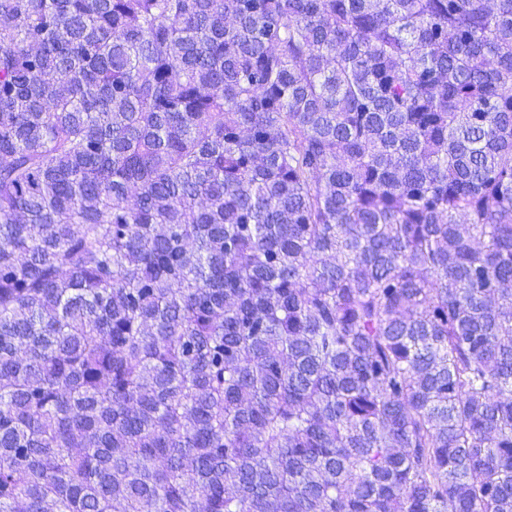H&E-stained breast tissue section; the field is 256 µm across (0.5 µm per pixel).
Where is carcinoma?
Listing matches in <instances>:
<instances>
[{"label": "carcinoma", "instance_id": "1", "mask_svg": "<svg viewBox=\"0 0 512 512\" xmlns=\"http://www.w3.org/2000/svg\"><path fill=\"white\" fill-rule=\"evenodd\" d=\"M512 512V0H0V512Z\"/></svg>", "mask_w": 512, "mask_h": 512}]
</instances>
